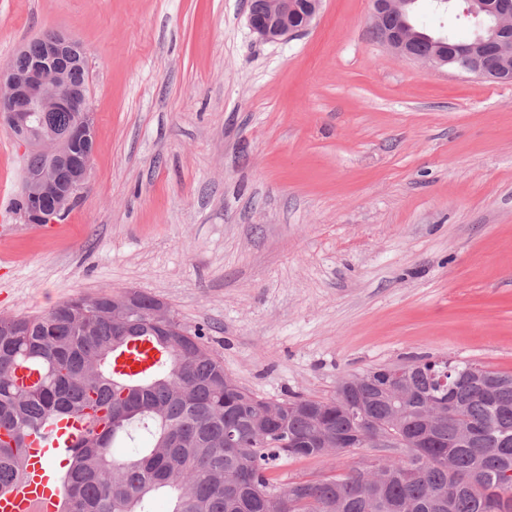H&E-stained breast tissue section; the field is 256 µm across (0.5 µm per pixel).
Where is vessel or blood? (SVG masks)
<instances>
[{"label": "vessel or blood", "mask_w": 512, "mask_h": 512, "mask_svg": "<svg viewBox=\"0 0 512 512\" xmlns=\"http://www.w3.org/2000/svg\"><path fill=\"white\" fill-rule=\"evenodd\" d=\"M82 427L80 421L63 418L53 425L51 434L27 437L21 474L0 490V512H59L61 489L52 465L69 454Z\"/></svg>", "instance_id": "1"}]
</instances>
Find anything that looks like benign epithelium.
Returning <instances> with one entry per match:
<instances>
[{"label": "benign epithelium", "instance_id": "7a95c632", "mask_svg": "<svg viewBox=\"0 0 512 512\" xmlns=\"http://www.w3.org/2000/svg\"><path fill=\"white\" fill-rule=\"evenodd\" d=\"M417 0H372V29L376 38L395 54L435 68L448 66L482 81L512 78V41L503 33L512 27V0H437V7L464 18L473 30V41L448 49L443 31L427 33L414 28L409 8ZM322 0H263L259 10L249 8L248 26L266 43H279L309 29L318 17ZM83 65V53L65 35L42 45L28 68L19 72L9 63L0 69V123L19 143L37 149L48 159L38 170L24 171L28 183V224H47L66 213L90 175V157L96 149L88 85L71 79ZM49 112H70L73 122L62 135H33L46 124ZM88 140L87 159L61 167L70 157L72 139ZM423 448L413 436L392 437L387 427L372 431L368 447Z\"/></svg>", "mask_w": 512, "mask_h": 512}]
</instances>
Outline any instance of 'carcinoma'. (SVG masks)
I'll list each match as a JSON object with an SVG mask.
<instances>
[{
  "label": "carcinoma",
  "mask_w": 512,
  "mask_h": 512,
  "mask_svg": "<svg viewBox=\"0 0 512 512\" xmlns=\"http://www.w3.org/2000/svg\"><path fill=\"white\" fill-rule=\"evenodd\" d=\"M154 298L132 291L63 301L28 317L0 316V488L20 472L26 436L55 416L85 419L60 469L62 512H149L148 499L172 493L171 512H484L485 495L512 512V376L477 379L458 362L453 394L443 367L418 359L400 400L380 369L346 398L297 397L269 419L264 399L224 374V364L180 322H155ZM32 380L19 381V374ZM451 401L430 446L377 468L363 483L352 465L340 475L286 485L272 470L290 458L320 457L324 429L341 437L364 413L361 431L407 414L397 435L423 430L424 399ZM105 410L102 419L87 410ZM237 445L224 446V432ZM470 429L474 442L461 443ZM119 442L133 445L117 458Z\"/></svg>",
  "instance_id": "obj_1"
}]
</instances>
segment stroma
<instances>
[{
  "label": "stroma",
  "mask_w": 512,
  "mask_h": 512,
  "mask_svg": "<svg viewBox=\"0 0 512 512\" xmlns=\"http://www.w3.org/2000/svg\"><path fill=\"white\" fill-rule=\"evenodd\" d=\"M248 5L0 0V67L46 30L81 43L97 139L46 229L15 208L25 152L0 125V315L131 288L279 401L420 356L512 374V83L393 54L370 0H323L283 43Z\"/></svg>",
  "instance_id": "35a3bbf8"
}]
</instances>
